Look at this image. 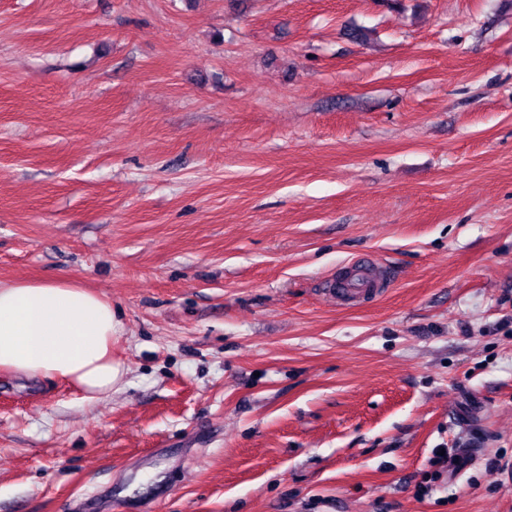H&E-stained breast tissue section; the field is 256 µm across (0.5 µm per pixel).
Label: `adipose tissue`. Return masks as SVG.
Segmentation results:
<instances>
[{
	"label": "adipose tissue",
	"mask_w": 512,
	"mask_h": 512,
	"mask_svg": "<svg viewBox=\"0 0 512 512\" xmlns=\"http://www.w3.org/2000/svg\"><path fill=\"white\" fill-rule=\"evenodd\" d=\"M107 300L68 282L0 283V373L63 381L89 402L116 390Z\"/></svg>",
	"instance_id": "obj_1"
}]
</instances>
